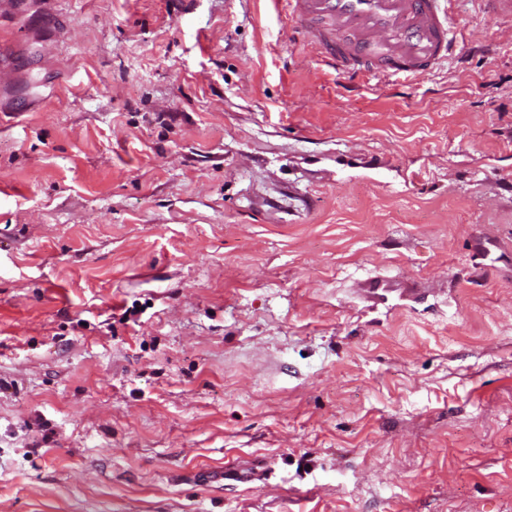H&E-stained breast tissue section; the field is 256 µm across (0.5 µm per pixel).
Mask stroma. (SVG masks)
I'll list each match as a JSON object with an SVG mask.
<instances>
[{
	"label": "stroma",
	"instance_id": "stroma-1",
	"mask_svg": "<svg viewBox=\"0 0 512 512\" xmlns=\"http://www.w3.org/2000/svg\"><path fill=\"white\" fill-rule=\"evenodd\" d=\"M449 26L0 13V512H512V20ZM286 2L325 64L351 77L362 71L416 77L447 60L453 51L448 12L441 7L444 0Z\"/></svg>",
	"mask_w": 512,
	"mask_h": 512
}]
</instances>
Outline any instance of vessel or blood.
Listing matches in <instances>:
<instances>
[{
    "mask_svg": "<svg viewBox=\"0 0 512 512\" xmlns=\"http://www.w3.org/2000/svg\"><path fill=\"white\" fill-rule=\"evenodd\" d=\"M443 0H288L326 65L350 75H422L453 50Z\"/></svg>",
    "mask_w": 512,
    "mask_h": 512,
    "instance_id": "b4317fda",
    "label": "vessel or blood"
}]
</instances>
